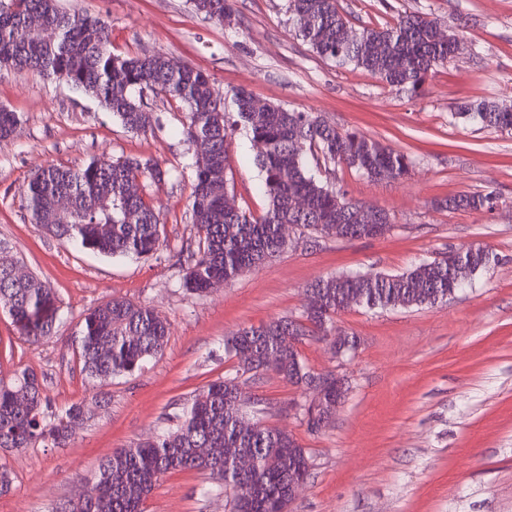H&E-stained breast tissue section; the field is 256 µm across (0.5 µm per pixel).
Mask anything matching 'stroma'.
<instances>
[{"label":"stroma","instance_id":"35a3bbf8","mask_svg":"<svg viewBox=\"0 0 512 512\" xmlns=\"http://www.w3.org/2000/svg\"><path fill=\"white\" fill-rule=\"evenodd\" d=\"M105 20L120 55L161 52L208 73L216 88H246L264 102L314 112L406 153L412 164L395 181H372L336 168L321 173L354 200L385 209L389 234L339 241L289 229L286 248L259 267L198 296L180 286L194 237L189 202L196 158L180 130L183 105L143 92L162 127L125 132L98 103L65 82L35 72L0 74V105L17 112L18 133L0 140V245L24 270L46 281L61 305L54 336L32 346L0 312V378L23 369L40 378L54 407L85 403L88 414L60 448L0 450L12 478L0 512H60L86 492L102 459L168 428L169 417L206 383L235 376L224 340L239 327L301 318L311 282L342 272H405L469 245L496 265L471 288L433 308H354L336 318L358 336L353 358L336 361L325 342L299 351L320 373L350 385L336 417L308 431L301 389L268 373L246 379L261 422L293 434L312 468L288 512H512V137L460 119L467 103L512 104V0H339L353 26H383L419 11L442 27L465 23L458 53L416 95L360 69L339 70L296 36L286 0H234L235 19L204 21L189 0H62ZM229 191L236 206L267 205L255 152L244 131L227 141ZM158 161L170 176L147 192L160 205L165 246L159 257H103L61 245L33 224L22 191L52 164L96 158ZM498 199L489 212L438 209L437 200L470 193ZM113 298L149 306L168 327L161 357L113 379L104 402L80 372L79 325ZM207 475L164 476L146 512H229L230 497L203 496Z\"/></svg>","mask_w":512,"mask_h":512}]
</instances>
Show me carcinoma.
<instances>
[{"mask_svg": "<svg viewBox=\"0 0 512 512\" xmlns=\"http://www.w3.org/2000/svg\"><path fill=\"white\" fill-rule=\"evenodd\" d=\"M197 13L219 24L231 21V0H191ZM289 21L298 36L338 68L377 75L391 88L416 92L432 71L455 53L460 35L422 13H405L382 27L352 26L338 0H288ZM55 31L46 41L43 30ZM105 23L87 13L68 12L60 0L0 2V72L36 71L64 80L96 99L124 129L146 132L161 123L132 95L137 89L180 101L186 108L183 142L202 156L195 169L190 222L197 248L190 254L181 286L206 294L227 284L287 245L283 228L294 225L324 237L352 241L383 237L391 230L388 213L354 201L344 190L317 179L313 169L346 167L376 181L396 180L409 170V157L357 130L339 129L311 112L265 103L239 88L226 96L209 75L176 65L161 54L122 57L109 48ZM501 133H512V108L480 102L458 113ZM18 115L0 112V138L12 136ZM242 128L255 149L267 207L262 216L235 206L226 179V141ZM169 171L136 158L94 159L82 166H48L24 190L31 219L58 241L105 257H150L163 246L160 213L146 199V183H159ZM67 199L70 207L60 208ZM485 194H459L438 202L441 209L494 208ZM493 258L471 245L463 255L421 262L400 274L339 273L306 288L303 322L273 319L243 326L224 340V352L248 366H271L298 386L310 368L297 344L336 332L335 317L353 307L411 309L433 307L472 285ZM0 309L17 333L38 345L55 333L60 304L52 288L35 275L15 276L12 260L0 258ZM167 327L144 304L113 298L81 321L78 355L81 372L106 385L131 374L160 355ZM345 391L332 382L323 401L336 411ZM260 400L248 405L237 378L209 382L175 415L173 428L129 448H117L87 479L84 498L67 512H144L147 496L173 471L206 472L218 489L238 498L239 512H288V491L309 475L304 450L294 437L264 425L245 424ZM84 417L72 404L52 409L42 397L37 375L24 369L0 379V449L61 446Z\"/></svg>", "mask_w": 512, "mask_h": 512, "instance_id": "cac0c4a2", "label": "carcinoma"}]
</instances>
